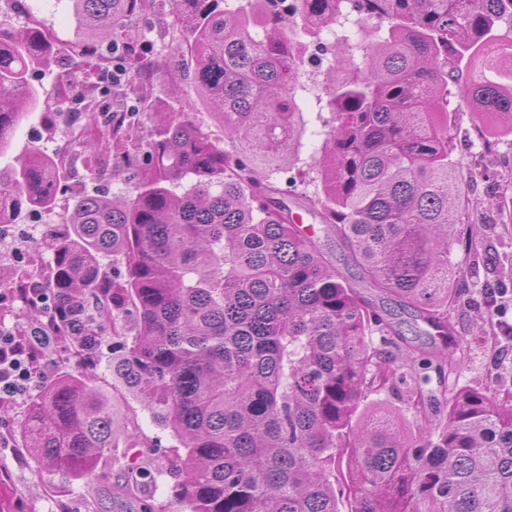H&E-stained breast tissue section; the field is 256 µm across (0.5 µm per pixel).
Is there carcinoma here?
<instances>
[{
	"mask_svg": "<svg viewBox=\"0 0 512 512\" xmlns=\"http://www.w3.org/2000/svg\"><path fill=\"white\" fill-rule=\"evenodd\" d=\"M83 35L78 64L112 63L151 90L154 70L127 21L156 0H70ZM365 29L361 61L336 47L324 72L331 114L300 206L275 174L298 161L305 131L296 87L321 32L343 24L344 0H171L177 77L217 108L224 143L186 110L140 144L129 196L72 198L32 247L50 254L35 282L0 274L27 322L77 359L31 399L20 438L55 489L92 482L112 451V396L81 368H108L178 447L181 512H512V400L477 389L452 397L408 386L406 366L438 373L444 352L403 346L386 302L452 334V287L469 277L452 247L467 181L452 158L449 85L478 116L512 134V0H350ZM24 25L0 16V154L31 76L56 56L53 33L25 0ZM86 140L91 180L127 148L149 95ZM58 156L30 149L0 168V228L53 213L65 195ZM340 244L354 279L334 264ZM380 337L375 346L373 337ZM407 391L423 417L405 434L369 394Z\"/></svg>",
	"mask_w": 512,
	"mask_h": 512,
	"instance_id": "carcinoma-1",
	"label": "carcinoma"
}]
</instances>
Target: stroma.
<instances>
[{
    "instance_id": "obj_1",
    "label": "stroma",
    "mask_w": 512,
    "mask_h": 512,
    "mask_svg": "<svg viewBox=\"0 0 512 512\" xmlns=\"http://www.w3.org/2000/svg\"><path fill=\"white\" fill-rule=\"evenodd\" d=\"M36 16L53 27L60 50L52 69L38 70L31 82L40 93L41 108L29 111L16 128L13 145L0 154V167L15 164L24 150L38 148L47 152L65 146L70 133L64 124L47 129L43 106L62 109L58 95V77L72 69L65 48L81 32L69 0H27ZM130 30L138 45L156 61L154 98L174 108L189 107L195 122L213 139L223 140L224 129L211 116V109L172 82L165 69L172 56L167 47L160 10L146 12L132 19ZM302 109L306 122L300 151V169H307L319 154L330 114L322 103L323 76L317 64L309 63L302 78ZM449 119L453 127V157L465 173L474 177L468 191L470 202L467 221L479 225L475 251L457 245L453 258L473 269V274L459 285L448 304V316L456 334L448 341V351L459 365L446 373L444 380H431V388L446 385L448 393L461 388H476L496 400L512 396V339L501 336L498 326L512 324V301H505L494 316L482 326H474L475 310L482 306L491 288L512 289V231L501 225L498 212L490 204L494 195L512 185V135L500 136L480 125L476 115L451 95ZM97 386L112 393L116 430L110 459L99 465V476L90 485L71 486L54 493L46 486L47 475L37 459L16 437L18 426L28 411V397L0 407V430L7 432V447H0V475L5 482L0 493L10 500L11 512H86V502L96 504L97 512H140L141 502L154 505L155 512H178L180 505L172 487L176 477L175 444L169 431L156 426L147 411L132 397L112 387V374L105 364L88 370Z\"/></svg>"
}]
</instances>
